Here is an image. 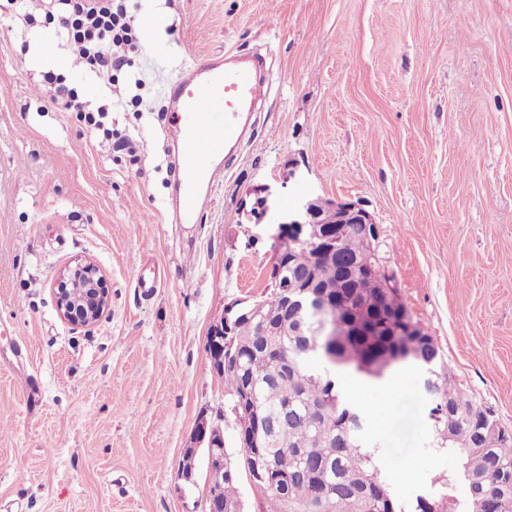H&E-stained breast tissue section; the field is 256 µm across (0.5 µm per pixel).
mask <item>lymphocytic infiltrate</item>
Masks as SVG:
<instances>
[{"instance_id":"lymphocytic-infiltrate-1","label":"lymphocytic infiltrate","mask_w":512,"mask_h":512,"mask_svg":"<svg viewBox=\"0 0 512 512\" xmlns=\"http://www.w3.org/2000/svg\"><path fill=\"white\" fill-rule=\"evenodd\" d=\"M29 26L56 23L73 63L103 83V102L93 122L111 136L105 120L117 91L116 73L130 71L140 51L138 6L133 0H8Z\"/></svg>"}]
</instances>
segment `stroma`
Returning a JSON list of instances; mask_svg holds the SVG:
<instances>
[{"label": "stroma", "mask_w": 512, "mask_h": 512, "mask_svg": "<svg viewBox=\"0 0 512 512\" xmlns=\"http://www.w3.org/2000/svg\"><path fill=\"white\" fill-rule=\"evenodd\" d=\"M139 22L119 86L141 105L108 118L132 159L83 112L38 97L48 48L86 110L101 99L54 26L0 12V512H205L206 453L187 480L182 450L204 417L242 460L206 345L225 305L265 285L271 241L240 210L258 192L264 224L304 195L362 204L414 320L512 429V0H142ZM224 52L263 58L267 95L189 223L174 212L163 91ZM84 259L110 306L81 328L56 292ZM357 402L399 497L453 468L429 451L416 368Z\"/></svg>", "instance_id": "stroma-1"}]
</instances>
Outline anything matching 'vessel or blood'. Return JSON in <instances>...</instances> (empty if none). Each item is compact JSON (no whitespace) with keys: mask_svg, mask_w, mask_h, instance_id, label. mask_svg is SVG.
I'll use <instances>...</instances> for the list:
<instances>
[{"mask_svg":"<svg viewBox=\"0 0 512 512\" xmlns=\"http://www.w3.org/2000/svg\"><path fill=\"white\" fill-rule=\"evenodd\" d=\"M262 95L254 68L224 57L198 61L168 85L166 133L178 155L183 218L201 210L198 186L211 188L223 178L221 150L243 136V121Z\"/></svg>","mask_w":512,"mask_h":512,"instance_id":"1","label":"vessel or blood"}]
</instances>
